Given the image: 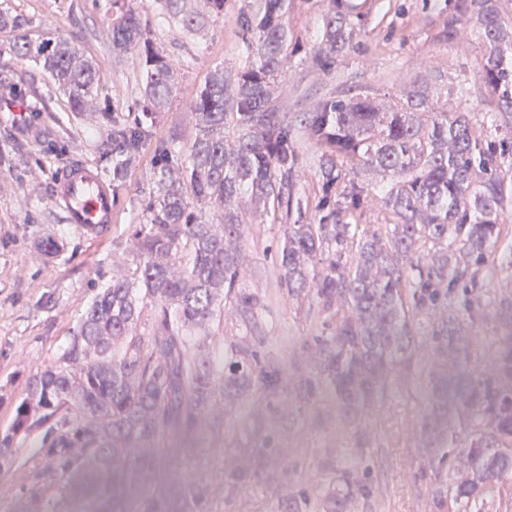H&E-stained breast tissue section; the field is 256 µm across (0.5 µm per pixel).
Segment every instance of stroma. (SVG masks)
<instances>
[{
  "label": "stroma",
  "mask_w": 512,
  "mask_h": 512,
  "mask_svg": "<svg viewBox=\"0 0 512 512\" xmlns=\"http://www.w3.org/2000/svg\"><path fill=\"white\" fill-rule=\"evenodd\" d=\"M257 0H224V11L195 28L182 25L166 0H0V11L36 18L33 41L63 37L76 42L100 69L91 112L70 111L67 99L42 65L6 53L12 33L0 31V102L26 104L17 127L0 113V150L24 142L26 152L0 166V435L13 424L28 379L57 357L100 288L130 275L124 263L129 227L143 221L145 198L156 193L154 150L146 148L115 189L114 219L97 239L68 224L55 187L68 168H98L99 147L112 123L140 116L143 65L137 53L113 51L110 27L127 10L140 15L154 46L181 60L177 92L156 114L154 141L180 127L186 140L195 129L189 104L216 69L233 75L250 65L243 18ZM330 0H288V61L272 87V104L288 122L301 156L295 185L305 219L315 216L321 194V148L308 141L299 115L329 98L366 96L391 105L417 86L426 87L437 112H468L480 140L502 138L487 121L498 101L485 81L490 45L479 24L477 0H345L354 34L327 68L312 55L323 39ZM364 202L354 217L363 229L391 232L385 207L390 177L359 171ZM244 287L266 301L260 315L263 351L279 355L285 387L274 400L254 394L231 410L214 408L204 418L198 444L185 448L172 437L165 474L177 486L196 485L200 512H318V496L340 484L350 494L343 512H455L450 486L462 475L458 463H439L426 448L422 424L431 401L426 374L438 366L436 342L414 326L415 365L402 371L392 395L359 419L340 411L320 379L312 346L329 335L335 319L311 299L289 297L277 280V245L284 213L245 205ZM52 238L59 252L41 259L37 241ZM486 317L469 325L466 372L491 376L503 349L497 313L512 303V269L485 281Z\"/></svg>",
  "instance_id": "35a3bbf8"
}]
</instances>
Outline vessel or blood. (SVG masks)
<instances>
[{
	"label": "vessel or blood",
	"instance_id": "1",
	"mask_svg": "<svg viewBox=\"0 0 512 512\" xmlns=\"http://www.w3.org/2000/svg\"><path fill=\"white\" fill-rule=\"evenodd\" d=\"M55 196L67 222L77 226L85 236L102 235L112 222L115 208L112 185L96 171L69 169L58 182Z\"/></svg>",
	"mask_w": 512,
	"mask_h": 512
}]
</instances>
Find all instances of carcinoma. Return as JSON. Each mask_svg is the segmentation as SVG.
Instances as JSON below:
<instances>
[{
  "instance_id": "cac0c4a2",
  "label": "carcinoma",
  "mask_w": 512,
  "mask_h": 512,
  "mask_svg": "<svg viewBox=\"0 0 512 512\" xmlns=\"http://www.w3.org/2000/svg\"><path fill=\"white\" fill-rule=\"evenodd\" d=\"M186 27L202 12L224 11V0H169ZM287 0H259L243 26L251 65L232 81L213 72L191 100L195 137L178 169L182 149L174 129L155 148L162 191L148 199L144 223L131 228L129 278L105 284L83 314L69 346L29 382L16 407L12 432L0 437V472L16 458L19 434L45 428L39 462L21 486L20 512H169L172 487L140 491L171 433L193 443L211 407L283 391L282 366L262 356L256 336L263 303L242 286L244 231L240 208L251 204L291 213L300 156L288 125L271 110V83L288 55ZM326 17L314 60L328 66L352 30L340 4ZM480 28L491 50L487 85L502 112L492 122L512 125V31L494 0H480ZM36 20L0 13V29L16 32L8 53L42 63L68 96L70 108L92 107L99 73L74 42L36 43ZM112 48L134 51L144 66L142 112L164 111L176 91L177 61L160 52L134 12L112 23ZM307 138L323 148L324 212L316 224H286L279 249V283L299 296L310 288L322 310L336 316L330 336L317 337L320 372L347 412L358 414L393 390L398 372L413 360L411 319L426 313L445 364L468 359L470 336L448 307L475 320L484 316L478 284L496 265L492 248L509 229L500 219L512 200V138L482 144L466 112H435L418 89L390 109L367 99H329L300 114ZM143 120L112 123L100 145L112 183L124 180L150 141ZM359 169L396 179L386 206L392 234L358 231L347 218L363 203V188L348 178ZM229 302L239 333L224 338V367L206 351L212 327ZM508 349L495 377L470 380L452 395L448 376L430 380L427 447L446 461L460 458L466 479L451 486L460 512H486L496 487L512 475V312H502ZM148 324V333L139 330ZM349 494L336 487L319 502L338 512Z\"/></svg>"
}]
</instances>
